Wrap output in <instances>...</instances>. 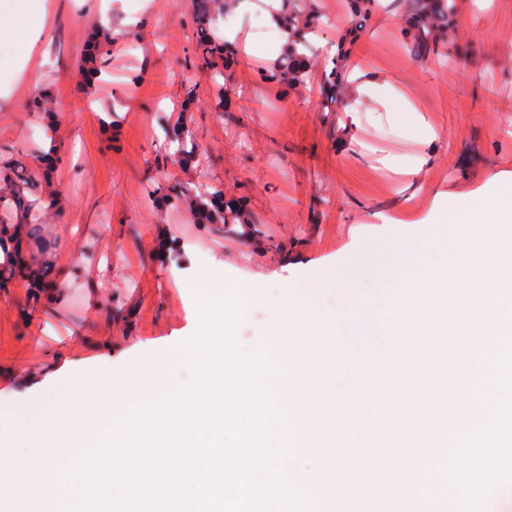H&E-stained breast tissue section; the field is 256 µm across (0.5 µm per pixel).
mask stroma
Masks as SVG:
<instances>
[{
	"mask_svg": "<svg viewBox=\"0 0 512 512\" xmlns=\"http://www.w3.org/2000/svg\"><path fill=\"white\" fill-rule=\"evenodd\" d=\"M382 2L346 61L355 85L330 112L318 75L297 89L263 79L283 34L269 0H235L227 38L242 54L214 112L183 106L186 86L204 99L213 90L210 72L192 64V0H112L106 11L101 0H41L46 22L30 52V16L0 0V155L39 171L34 148L57 143L52 182L65 188L41 215L34 249L62 297L36 301L20 280L0 290L1 393L49 397L58 351L93 374L106 360L124 374L164 358L195 327L197 298L184 283L200 272L258 283L246 339L321 267L393 262L394 224L429 223L436 191L495 202L491 178H512V0H461L458 34L489 56L445 65L413 61L402 7ZM100 23L112 29V55L86 90L78 63ZM39 94L51 114L29 111ZM184 110L198 146L188 171L164 149ZM174 178L245 201L252 226L194 224L181 206L148 205V190Z\"/></svg>",
	"mask_w": 512,
	"mask_h": 512,
	"instance_id": "stroma-1",
	"label": "stroma"
}]
</instances>
